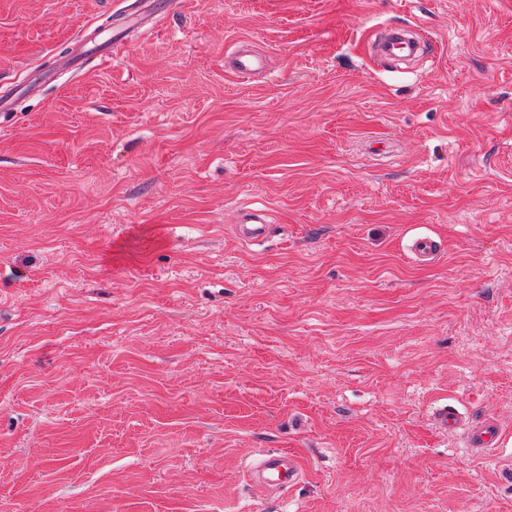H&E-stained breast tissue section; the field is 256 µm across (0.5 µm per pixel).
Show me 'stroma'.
Instances as JSON below:
<instances>
[{
  "mask_svg": "<svg viewBox=\"0 0 512 512\" xmlns=\"http://www.w3.org/2000/svg\"><path fill=\"white\" fill-rule=\"evenodd\" d=\"M168 2L0 0V87L51 75L0 127V512H512V0ZM376 50L380 57L397 62L427 53L426 47L407 26L389 27ZM244 43L245 41H241L232 50L226 52L225 67L238 78L250 79L265 70L266 58L244 47ZM232 224L236 237L246 244H260L268 235V221L263 210L241 209ZM441 250V244L437 240L426 236L414 238L409 246L410 258L419 264L435 261ZM436 428L442 432H461L466 448L484 452L497 448L502 436V424L492 416L469 419L460 415L455 409L443 406L433 419ZM247 476L258 489L279 492L300 483L305 471L296 456L276 450L262 455Z\"/></svg>",
  "mask_w": 512,
  "mask_h": 512,
  "instance_id": "stroma-1",
  "label": "stroma"
}]
</instances>
